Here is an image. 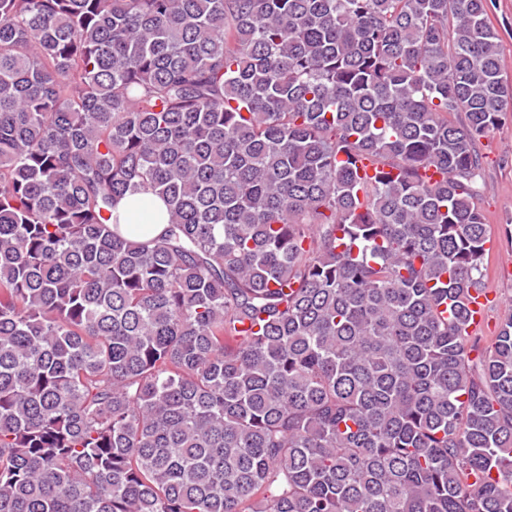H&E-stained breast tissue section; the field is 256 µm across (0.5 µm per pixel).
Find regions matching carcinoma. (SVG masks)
<instances>
[{
  "instance_id": "obj_1",
  "label": "carcinoma",
  "mask_w": 512,
  "mask_h": 512,
  "mask_svg": "<svg viewBox=\"0 0 512 512\" xmlns=\"http://www.w3.org/2000/svg\"><path fill=\"white\" fill-rule=\"evenodd\" d=\"M487 7L0 0V512H512ZM511 116L487 138L481 139L478 145L482 157V175L478 180L479 205L491 233V251L487 260L484 286L499 300L498 305L486 310L487 300H493L495 296L473 295L475 300L470 304V308L476 311L474 325L480 323L474 336H477L478 345L483 349L492 345L499 324L507 315L512 314ZM506 225L511 229V238L510 234H506ZM139 200H145L152 203V206L156 211V222L151 224L152 227L150 231L152 235L161 233L167 223L166 207L160 198L151 193H142L136 196H125L117 201L114 213L118 215L122 229L123 226H125L124 224L131 223L139 214V211L136 210Z\"/></svg>"
}]
</instances>
